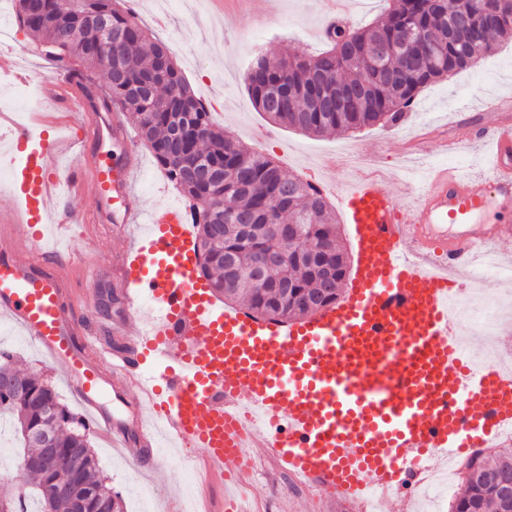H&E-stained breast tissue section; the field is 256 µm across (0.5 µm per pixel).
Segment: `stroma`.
Here are the masks:
<instances>
[{"label":"stroma","instance_id":"35a3bbf8","mask_svg":"<svg viewBox=\"0 0 512 512\" xmlns=\"http://www.w3.org/2000/svg\"><path fill=\"white\" fill-rule=\"evenodd\" d=\"M325 11L323 0H226L223 10L209 4L203 14L193 18L181 11L177 0H171L160 22L154 16L151 0H144L140 16L156 38L167 43L194 94L222 101L224 113L217 121L225 131L244 146L273 158L287 174L302 176L304 166L332 156L339 145L346 143L359 153L380 158L394 180L401 204L407 207L414 199L401 182L403 158H414L426 168L448 165L474 177H488L491 166L485 151L447 154L440 149L437 137L446 133L458 138L469 126L499 120V113L483 111L482 105L490 98L512 97L510 38L499 42L476 66L422 88L394 125L314 136L274 125L253 108L244 78L254 58L266 53L295 56L318 51ZM128 133L142 160L134 187L149 208L182 204V197L142 145L136 126H129ZM69 247L84 266L94 270L97 288L118 287L114 267L125 243L114 234L110 221L91 222L83 232L73 233ZM482 292L500 312L496 338L499 357L512 359V294L490 283ZM0 349L12 351L20 368L47 377L61 401L73 411H80V404L66 386L62 368L48 363L26 336L11 328L1 330ZM88 439L107 484L119 493L125 512H136L144 487L153 490L149 512H170L175 499H192L207 512H223V482L200 483L191 478L177 449H161L157 467L147 472L113 450L97 432H90ZM256 466L260 479L245 485L248 512H262L271 496L279 497L280 512H359L356 504L310 492L278 469L269 457H260Z\"/></svg>","mask_w":512,"mask_h":512}]
</instances>
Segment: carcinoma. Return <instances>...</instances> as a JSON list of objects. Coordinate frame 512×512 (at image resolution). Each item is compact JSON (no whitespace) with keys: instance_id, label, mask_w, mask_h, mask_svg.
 <instances>
[{"instance_id":"carcinoma-1","label":"carcinoma","mask_w":512,"mask_h":512,"mask_svg":"<svg viewBox=\"0 0 512 512\" xmlns=\"http://www.w3.org/2000/svg\"><path fill=\"white\" fill-rule=\"evenodd\" d=\"M19 28L43 47L48 61L67 59L95 69L103 35L90 22L106 15L112 25V77L105 96L130 114L140 139L195 214L200 274L224 304L240 301L256 318H302L336 302L345 281L346 249L336 212L313 187L285 173L270 157L223 132L206 103L190 91L164 45L133 19L125 0H45L47 17L27 0H9ZM502 0H391L374 22L359 28L335 23L326 49L303 57H257L245 81L253 107L271 122L316 135L395 124L419 90L469 68L512 34V18L498 20ZM76 28L59 43L49 22ZM415 47L402 49L407 25ZM241 224H266L246 236ZM270 253L284 260L258 282L253 268ZM12 420L22 442L21 466L32 478L29 493L40 512H124L121 497L99 476L88 426L62 403L52 385L13 366L0 350V416ZM52 437L55 463L32 469L44 454L39 438ZM451 512H504L499 487L512 483V448L471 455Z\"/></svg>"}]
</instances>
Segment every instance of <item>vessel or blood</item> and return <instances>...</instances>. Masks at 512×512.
<instances>
[{
	"label": "vessel or blood",
	"instance_id": "obj_1",
	"mask_svg": "<svg viewBox=\"0 0 512 512\" xmlns=\"http://www.w3.org/2000/svg\"><path fill=\"white\" fill-rule=\"evenodd\" d=\"M81 75L41 80L38 109L86 111ZM10 152H25L12 191L18 202L0 227V321L29 336L66 381L87 417L114 448L150 464L157 443L201 449L207 475L232 473L256 448L312 490L366 508L409 499L420 463L441 467L512 425V370L476 365L482 344L455 340L448 299L480 280L478 260L512 254V222L478 224L496 205L512 209V126L469 130L449 150L486 147L493 176L429 170L416 202H398L388 175L344 179L335 167L309 180L336 193L356 262L345 296L296 321H270L216 304L197 268L193 233L178 209L157 213L136 192L140 167L122 113H88L76 141L34 140V126L0 113ZM112 141L105 164L92 144ZM85 157L59 169L60 155ZM87 193L114 223L144 231L117 267L128 320L112 332L119 346L85 334L94 291H75L62 273L73 256L49 240L84 218L66 199ZM162 371L149 375L145 366ZM137 414L136 442L112 424L104 389Z\"/></svg>",
	"mask_w": 512,
	"mask_h": 512
}]
</instances>
